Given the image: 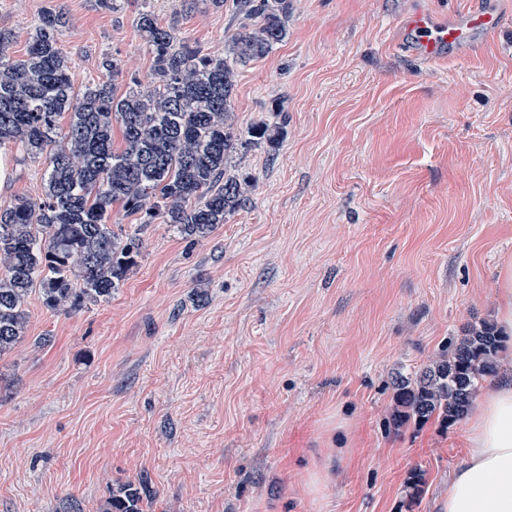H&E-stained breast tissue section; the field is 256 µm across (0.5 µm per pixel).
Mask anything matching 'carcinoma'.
Instances as JSON below:
<instances>
[{
	"label": "carcinoma",
	"mask_w": 512,
	"mask_h": 512,
	"mask_svg": "<svg viewBox=\"0 0 512 512\" xmlns=\"http://www.w3.org/2000/svg\"><path fill=\"white\" fill-rule=\"evenodd\" d=\"M233 4L259 23L213 52L189 47L178 19L162 24L143 10L138 26L150 77L132 79L121 94L116 81L126 67L109 55L101 61L106 80L74 86L58 46L68 25L64 13L39 17L20 59L9 54L14 35L0 30V149L17 144L24 160L45 168L42 197L0 207V356L24 337L32 292L64 313L112 299L141 249L139 239L108 224L114 206L138 224H169L197 241L245 205V188L227 174L236 149L234 66L285 40L288 0ZM249 135L256 144L272 143L278 131L259 125ZM500 343L493 323L468 325L440 360L397 381V403L419 422L434 414L463 419L481 381L496 373ZM140 502L129 485L109 506L142 512Z\"/></svg>",
	"instance_id": "obj_1"
}]
</instances>
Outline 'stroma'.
I'll return each mask as SVG.
<instances>
[{
    "instance_id": "obj_1",
    "label": "stroma",
    "mask_w": 512,
    "mask_h": 512,
    "mask_svg": "<svg viewBox=\"0 0 512 512\" xmlns=\"http://www.w3.org/2000/svg\"><path fill=\"white\" fill-rule=\"evenodd\" d=\"M472 0H288V36L236 66L230 172L246 204L188 242L166 224L110 301L70 313L30 297L0 356V512H439L466 421L393 424L394 383L467 324L494 321L512 259V27L425 63L398 19ZM223 46L245 17L178 0H0L10 52L47 10L75 86L102 55L144 78L142 7ZM280 129L249 142L252 126ZM11 163L0 205L39 198ZM330 466L328 485L309 472ZM120 488L112 494V498L115 499L120 495ZM123 490L122 497L116 498L115 501L111 498L109 501L110 508L107 512H142L140 492L131 485H127Z\"/></svg>"
}]
</instances>
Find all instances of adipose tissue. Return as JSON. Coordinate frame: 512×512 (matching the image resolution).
Instances as JSON below:
<instances>
[{
  "instance_id": "ef3b65f1",
  "label": "adipose tissue",
  "mask_w": 512,
  "mask_h": 512,
  "mask_svg": "<svg viewBox=\"0 0 512 512\" xmlns=\"http://www.w3.org/2000/svg\"><path fill=\"white\" fill-rule=\"evenodd\" d=\"M440 512H512V369L483 391Z\"/></svg>"
}]
</instances>
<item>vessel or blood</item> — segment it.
Instances as JSON below:
<instances>
[{"mask_svg": "<svg viewBox=\"0 0 512 512\" xmlns=\"http://www.w3.org/2000/svg\"><path fill=\"white\" fill-rule=\"evenodd\" d=\"M493 2L478 0L469 11L448 20H438L420 11L412 13L401 24L403 43L412 55L424 60L472 50L512 24V19L494 8Z\"/></svg>", "mask_w": 512, "mask_h": 512, "instance_id": "vessel-or-blood-1", "label": "vessel or blood"}]
</instances>
